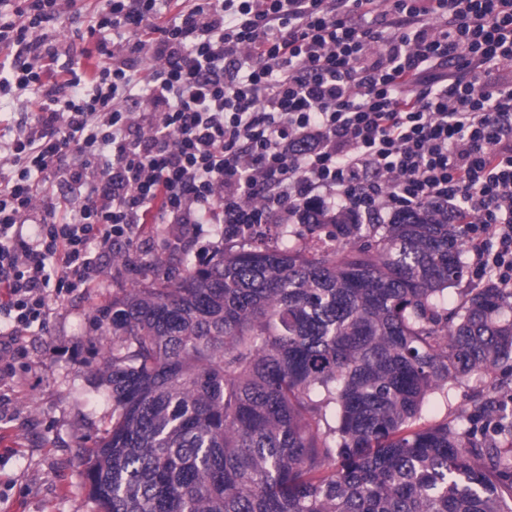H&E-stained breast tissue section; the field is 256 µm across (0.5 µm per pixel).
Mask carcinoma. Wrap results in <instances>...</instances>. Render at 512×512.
Segmentation results:
<instances>
[{"mask_svg":"<svg viewBox=\"0 0 512 512\" xmlns=\"http://www.w3.org/2000/svg\"><path fill=\"white\" fill-rule=\"evenodd\" d=\"M332 226L186 256L101 310L98 512H512V298L451 300L463 236L430 207ZM497 369L464 415L419 425L435 392Z\"/></svg>","mask_w":512,"mask_h":512,"instance_id":"cac0c4a2","label":"carcinoma"}]
</instances>
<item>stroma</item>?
<instances>
[{
  "label": "stroma",
  "instance_id": "1",
  "mask_svg": "<svg viewBox=\"0 0 512 512\" xmlns=\"http://www.w3.org/2000/svg\"><path fill=\"white\" fill-rule=\"evenodd\" d=\"M97 6V0H74L69 19L46 28V41L60 63L77 60L85 68L94 66V59L84 56L92 42L80 39L77 32L87 28ZM160 232L156 225L147 228L139 245L141 259L126 258L119 250L104 254L106 269L99 288L50 301L46 327L25 337V355L16 364L19 380L8 386L10 412L0 420V444L15 450L0 467V478L11 482L0 512H94L84 462L112 424V405L104 397L106 338L97 320L99 309L134 286L153 283L148 269L153 255H161L166 271L174 274L184 255L237 249L206 224L186 234L176 248L162 252L156 246Z\"/></svg>",
  "mask_w": 512,
  "mask_h": 512
}]
</instances>
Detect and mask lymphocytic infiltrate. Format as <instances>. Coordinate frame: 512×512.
<instances>
[{"label":"lymphocytic infiltrate","instance_id":"f902f5d3","mask_svg":"<svg viewBox=\"0 0 512 512\" xmlns=\"http://www.w3.org/2000/svg\"><path fill=\"white\" fill-rule=\"evenodd\" d=\"M61 2L0 0V360L148 224L430 204L512 293V0H100L89 74L39 36Z\"/></svg>","mask_w":512,"mask_h":512}]
</instances>
